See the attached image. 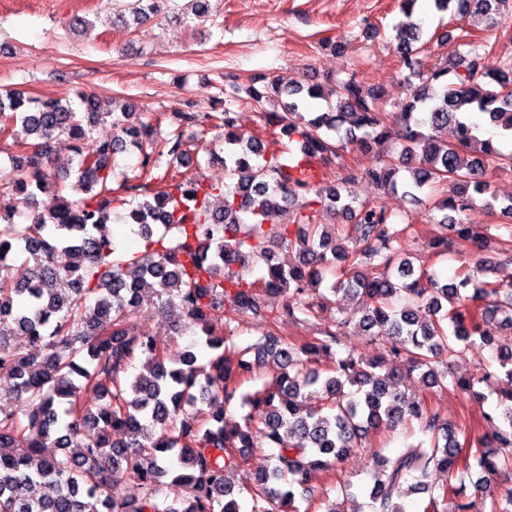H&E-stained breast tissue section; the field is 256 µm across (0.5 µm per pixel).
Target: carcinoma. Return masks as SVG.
<instances>
[{
  "mask_svg": "<svg viewBox=\"0 0 512 512\" xmlns=\"http://www.w3.org/2000/svg\"><path fill=\"white\" fill-rule=\"evenodd\" d=\"M452 18L484 17L495 27L512 23V0H434ZM130 15L140 25L161 10V0H132ZM410 93L383 107L384 92L350 75L322 87L282 88L265 76L250 78L249 98L262 106L288 95L282 112L264 113L274 139L302 144L301 157L284 163L256 137L243 139L235 112L223 109L224 170L231 183L180 180L169 171L146 189L112 179L116 157L132 145L138 166L151 173L163 155L184 161L182 136L163 143L152 125L131 112H100L95 97L39 100L19 91L0 93V137L20 123L25 141L0 165V191L31 207L36 192L55 187L51 153L55 137L74 141L76 164L57 174L75 177L77 200L56 202L28 224L13 223L15 211L0 212L10 233H0V381L18 396L13 410H0V512H240L238 497L251 496L250 512H299L297 488L311 474L335 469L366 447L370 432L412 420L426 438L389 456L375 454L373 483L366 490L371 512H411L406 498L426 494L423 512H485L466 495L456 473L512 470V389L482 413L492 439L462 454L455 427L439 421L425 403L410 399L403 378L417 371L430 385L446 379L481 400L475 381L451 371L464 346L474 354L498 352L499 370L512 381V289L462 273L447 281L436 271L415 270L401 243L414 231L384 207L345 194L355 177L325 185L314 161L344 162L349 143L367 151L380 147L378 167L368 171L381 187L414 198L426 184H451L436 200L440 222L452 228L477 256L492 248L512 263V225L465 224L461 214L476 202L512 216V198L490 191L487 175L512 169V154L492 138H480V117L512 137V58L461 30L452 38V61L424 69L419 27L396 26ZM419 83H414L413 79ZM310 99L336 100L326 112H303ZM111 118L117 132L96 140L89 126ZM451 129V137L439 132ZM399 145V156L385 145ZM126 209V223L138 225L145 254H118L98 233L114 204ZM349 215L329 233L314 222L313 206ZM275 209L292 213L271 224ZM161 234H156L158 228ZM296 251L285 264L271 245ZM266 262V274L249 280L251 259ZM341 275L329 292L361 302V317L333 310V300L316 291L327 268ZM152 289L161 308L200 328L212 353L209 368L197 365L193 347L171 352L138 329L133 313L140 294ZM285 295L276 311L261 295ZM229 300L231 312L220 309ZM251 314L265 331L253 343L229 346L239 336L238 316ZM282 318L319 321V335L290 342L272 329ZM364 328L381 338L384 352L368 359L342 354L344 329ZM19 331L26 347L10 344ZM333 360L324 375L311 364ZM141 363V371L129 369ZM274 368L254 392L240 391L254 367ZM262 415L228 426L224 408L232 400ZM205 405L204 414L198 406ZM57 452L47 455L46 449ZM251 448H266L273 467L255 472L243 485L230 482ZM445 484L428 483L431 472ZM177 489L160 500L161 486Z\"/></svg>",
  "mask_w": 512,
  "mask_h": 512,
  "instance_id": "cac0c4a2",
  "label": "carcinoma"
}]
</instances>
